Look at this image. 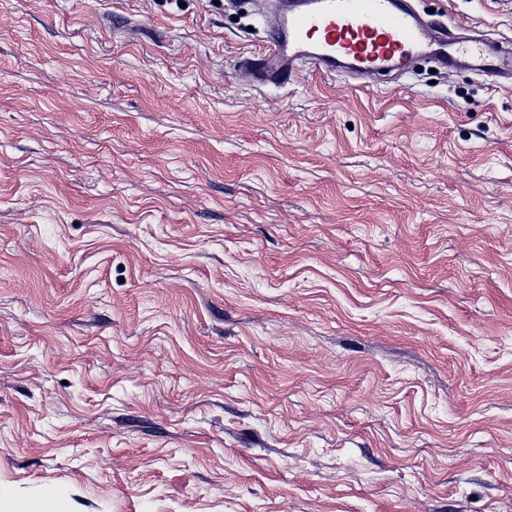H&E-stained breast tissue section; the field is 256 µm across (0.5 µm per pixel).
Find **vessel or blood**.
<instances>
[{"label": "vessel or blood", "instance_id": "1", "mask_svg": "<svg viewBox=\"0 0 512 512\" xmlns=\"http://www.w3.org/2000/svg\"><path fill=\"white\" fill-rule=\"evenodd\" d=\"M270 12L267 40L258 58L247 59L260 86L284 85L295 66L319 73L347 67L360 87L375 85L377 68L411 72L416 57L437 60L446 69H473L495 77L512 75V39L471 38L462 43L452 28L425 22L412 0H278Z\"/></svg>", "mask_w": 512, "mask_h": 512}]
</instances>
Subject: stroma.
Wrapping results in <instances>:
<instances>
[{
    "label": "stroma",
    "mask_w": 512,
    "mask_h": 512,
    "mask_svg": "<svg viewBox=\"0 0 512 512\" xmlns=\"http://www.w3.org/2000/svg\"><path fill=\"white\" fill-rule=\"evenodd\" d=\"M256 2L0 0V487L512 512V81L257 87Z\"/></svg>",
    "instance_id": "35a3bbf8"
}]
</instances>
